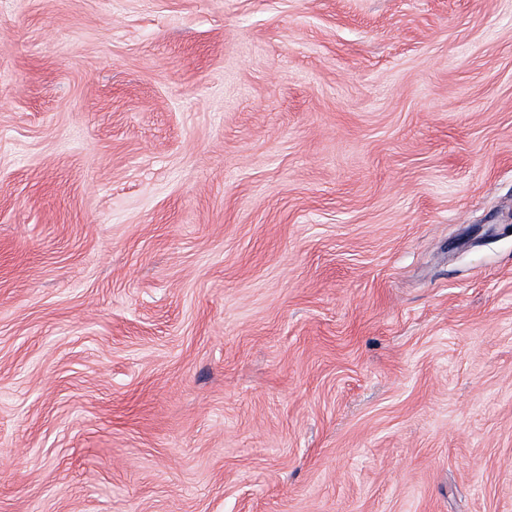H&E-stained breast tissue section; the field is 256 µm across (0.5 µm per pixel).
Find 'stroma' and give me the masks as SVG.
<instances>
[{
  "mask_svg": "<svg viewBox=\"0 0 512 512\" xmlns=\"http://www.w3.org/2000/svg\"><path fill=\"white\" fill-rule=\"evenodd\" d=\"M0 512H512V0H0Z\"/></svg>",
  "mask_w": 512,
  "mask_h": 512,
  "instance_id": "obj_1",
  "label": "stroma"
}]
</instances>
